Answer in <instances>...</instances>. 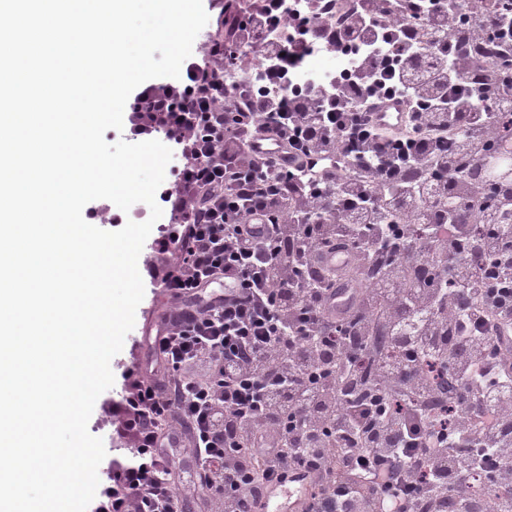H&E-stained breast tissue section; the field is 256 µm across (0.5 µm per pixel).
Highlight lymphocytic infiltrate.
<instances>
[{"mask_svg":"<svg viewBox=\"0 0 512 512\" xmlns=\"http://www.w3.org/2000/svg\"><path fill=\"white\" fill-rule=\"evenodd\" d=\"M210 2L180 79L129 105L126 141L182 157L158 190L171 305L90 512H262L309 477L304 512H512V197L477 176L512 135V58L471 53L512 45V0ZM323 50L353 68L298 84ZM384 99L400 129L372 123Z\"/></svg>","mask_w":512,"mask_h":512,"instance_id":"lymphocytic-infiltrate-1","label":"lymphocytic infiltrate"}]
</instances>
